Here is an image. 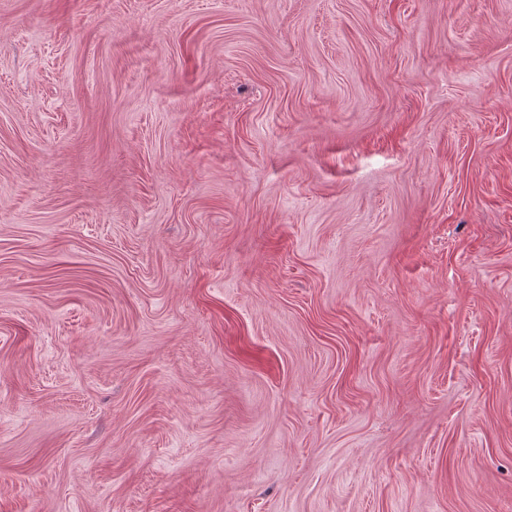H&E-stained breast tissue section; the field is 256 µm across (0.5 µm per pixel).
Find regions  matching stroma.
I'll return each instance as SVG.
<instances>
[{
  "mask_svg": "<svg viewBox=\"0 0 512 512\" xmlns=\"http://www.w3.org/2000/svg\"><path fill=\"white\" fill-rule=\"evenodd\" d=\"M0 512H512V0H0Z\"/></svg>",
  "mask_w": 512,
  "mask_h": 512,
  "instance_id": "35a3bbf8",
  "label": "stroma"
}]
</instances>
